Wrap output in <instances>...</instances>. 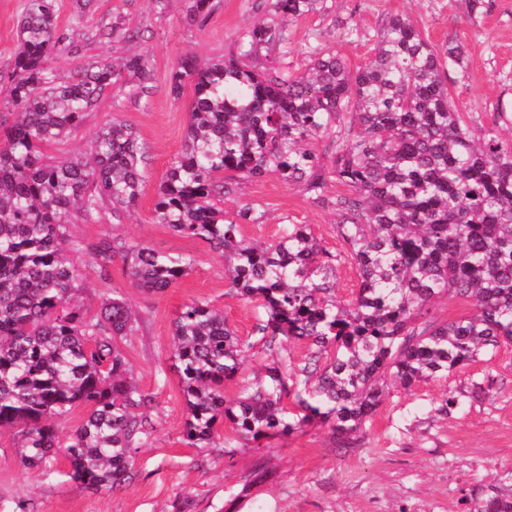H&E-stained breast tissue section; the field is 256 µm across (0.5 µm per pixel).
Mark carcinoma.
Returning a JSON list of instances; mask_svg holds the SVG:
<instances>
[{"label":"carcinoma","mask_w":512,"mask_h":512,"mask_svg":"<svg viewBox=\"0 0 512 512\" xmlns=\"http://www.w3.org/2000/svg\"><path fill=\"white\" fill-rule=\"evenodd\" d=\"M321 0H272L270 16L247 28L237 53L208 66L184 54L170 74L179 95L193 87L181 153L160 184L153 218L173 232L202 239L224 255L226 278L240 295L263 301L257 325L265 347L310 340L303 380L273 360L267 379L234 400L224 381L242 368L245 344L224 313L203 299L185 304L174 322V357L187 405L185 437L199 446L227 420L258 441L313 423L329 427L338 447L381 403L387 381L409 389L442 377L502 344L512 343V140L495 128L475 135L448 91L450 66L463 67L461 43L433 45L403 15L386 20L373 59L351 71L337 51L311 47L310 66H283L290 26ZM213 0H190L189 23L212 13ZM56 0H26L12 71L0 75V431L22 438L21 462L45 463L64 447L73 478L90 489L124 482L131 451L154 431L150 395L129 378L117 340L134 335L137 318L112 299L94 319L72 303L84 272L68 253L104 279L120 260L133 285L161 293L192 270L191 255H164L119 234L84 243L70 225L112 217L140 195L144 151L118 120L101 128L90 162L45 154L74 134L85 113L122 74L146 79L150 60L127 56L121 69L91 56L61 81L53 60L74 52L56 28ZM329 140L330 166L306 145ZM275 175L332 207L343 257H320L306 224H293L266 248L247 242L240 221L263 214L244 207L231 216L224 201L238 182ZM335 180L348 193L324 195ZM358 270L357 293L336 300V262ZM449 294L472 301L476 314L438 322L427 306ZM484 387L450 392L448 414ZM293 396L298 412L282 401ZM77 404L85 420L61 445L59 430ZM465 512H512V470L486 492L466 498Z\"/></svg>","instance_id":"carcinoma-1"}]
</instances>
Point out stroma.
<instances>
[{
	"instance_id": "stroma-1",
	"label": "stroma",
	"mask_w": 512,
	"mask_h": 512,
	"mask_svg": "<svg viewBox=\"0 0 512 512\" xmlns=\"http://www.w3.org/2000/svg\"><path fill=\"white\" fill-rule=\"evenodd\" d=\"M25 0H0V73H8L17 47ZM203 22L188 24L189 0H57V24L80 55L54 64L60 79L71 78L82 57L118 59L144 51L150 57L146 96L129 80L109 89L85 114L78 132L48 147L55 160L90 156L96 133L112 120L137 132L145 150L144 178L137 202L120 218L72 225L76 239L94 242L111 233L145 243L158 252L194 255V269L164 293L135 288L122 263L108 279L87 272L75 294L88 315L99 316L114 298L126 301L139 319L136 335L120 340L135 384L153 396L154 431L149 445L134 449L130 478L111 490H91L72 477L63 455L39 467L23 466L21 439L0 433V507L6 512H463L466 494L481 492L502 471L512 469V344H504L447 377L393 388L363 425L353 447L341 448L328 426L311 424L290 435L260 441L235 437L229 423L216 427L213 443L199 448L184 440L186 400L173 354L174 321L183 305L204 298L223 310L228 325L251 348L239 374L224 383L235 398L240 387L260 380L272 358L257 343V302L231 290L219 251L193 237L155 223L157 191L181 150L189 121V94L174 96L169 75L187 53L218 59L233 52L240 33L265 16L258 0H213ZM407 15L424 37L440 45L463 43L464 69H449L448 90L473 129L512 126L499 122V109L512 113V0H486L469 13L465 0H325L322 10L291 26L284 59L289 71L304 72L313 45L340 52L351 69L375 53L386 18ZM112 39L99 41L100 30ZM138 31L137 40L127 34ZM250 204L263 211L261 223L243 226L245 238L269 245L288 225L307 224L332 255L342 244L334 211L313 203L298 186L274 175L244 181L226 211ZM483 384L485 397L445 416L437 407L445 394Z\"/></svg>"
}]
</instances>
